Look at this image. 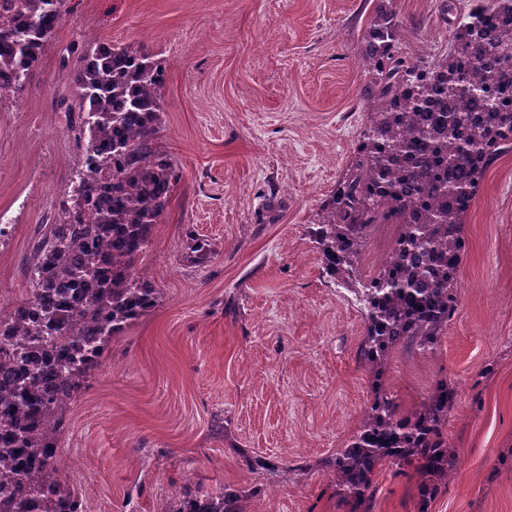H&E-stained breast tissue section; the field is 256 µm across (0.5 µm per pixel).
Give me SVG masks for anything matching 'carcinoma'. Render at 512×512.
<instances>
[{
  "mask_svg": "<svg viewBox=\"0 0 512 512\" xmlns=\"http://www.w3.org/2000/svg\"><path fill=\"white\" fill-rule=\"evenodd\" d=\"M67 0H0V89L27 79L65 14ZM512 0L459 16L453 46L429 67L402 50L397 14L380 4L361 62L374 76L370 125L355 159L322 202L310 230L326 277L359 297V356L373 396L350 443L326 462L336 490L371 512L375 470L417 463L418 512H429L459 456L446 427L458 391L442 379L409 415L385 385L399 348L432 350L458 310L465 218L486 171L512 147V112L497 98L512 64V34L492 35ZM76 55L74 205L50 225L26 264V298L0 321V512H85L52 469L66 406L100 369L106 345L156 306L159 289L136 272L178 179L157 146L166 70L144 50L98 43ZM473 67L462 64V57ZM376 224L396 235L379 271L359 265ZM245 491L184 486L168 512H247Z\"/></svg>",
  "mask_w": 512,
  "mask_h": 512,
  "instance_id": "carcinoma-1",
  "label": "carcinoma"
}]
</instances>
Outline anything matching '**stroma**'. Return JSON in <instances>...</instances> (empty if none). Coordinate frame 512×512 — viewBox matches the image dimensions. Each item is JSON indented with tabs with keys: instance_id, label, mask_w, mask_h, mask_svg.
<instances>
[{
	"instance_id": "stroma-1",
	"label": "stroma",
	"mask_w": 512,
	"mask_h": 512,
	"mask_svg": "<svg viewBox=\"0 0 512 512\" xmlns=\"http://www.w3.org/2000/svg\"><path fill=\"white\" fill-rule=\"evenodd\" d=\"M378 0H68L23 86L0 89V306L25 296L45 225L73 204L65 119L70 44L146 50L166 68L160 145L179 179L139 255L155 308L113 338L65 411L56 443L86 512H166L187 484L261 485L249 512H355L324 462L372 397L362 313L323 272L309 228L370 124L361 64ZM404 51L447 53L441 0H386ZM284 206L277 217L268 193ZM458 310L436 348L390 357L387 388L411 413L441 379L458 387L448 441L458 471L429 512H512V150L466 218ZM209 244L193 257L191 238ZM264 459L252 471L240 449ZM248 455V456H249ZM373 512H418L415 467L375 473Z\"/></svg>"
}]
</instances>
